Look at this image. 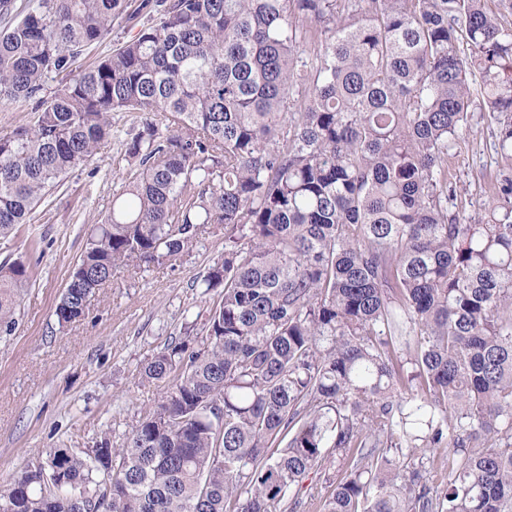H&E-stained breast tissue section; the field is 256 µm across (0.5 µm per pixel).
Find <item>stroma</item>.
I'll return each mask as SVG.
<instances>
[{
  "mask_svg": "<svg viewBox=\"0 0 512 512\" xmlns=\"http://www.w3.org/2000/svg\"><path fill=\"white\" fill-rule=\"evenodd\" d=\"M141 0H123L112 33L87 53L95 58L129 40L145 22ZM112 134L98 154L69 174L31 215L18 236L0 241V262L24 260L31 285L17 324L0 335V492L52 448L80 450L102 435L113 445L152 410L163 386L142 381L147 361L172 338L202 345L214 294L202 288L224 257V232L200 234L172 261L116 274L90 298L82 317L62 325L55 308L86 240L112 209L129 168L125 143L140 127L135 115H112ZM500 171L493 137L480 110L468 115L448 157L461 191L448 203L463 221L480 219Z\"/></svg>",
  "mask_w": 512,
  "mask_h": 512,
  "instance_id": "stroma-1",
  "label": "stroma"
}]
</instances>
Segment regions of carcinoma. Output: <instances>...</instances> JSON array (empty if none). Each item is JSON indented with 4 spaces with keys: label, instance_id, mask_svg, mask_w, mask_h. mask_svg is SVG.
Returning a JSON list of instances; mask_svg holds the SVG:
<instances>
[{
    "label": "carcinoma",
    "instance_id": "obj_1",
    "mask_svg": "<svg viewBox=\"0 0 512 512\" xmlns=\"http://www.w3.org/2000/svg\"><path fill=\"white\" fill-rule=\"evenodd\" d=\"M488 2L157 0L83 66L121 0H0V103L34 101L0 134L1 241L112 113L143 117L58 323L119 269L224 226L202 347L171 341L144 367L169 383L153 411L119 447L47 453L0 512H288L333 453L325 512H512V0ZM475 96L502 171L464 224L448 154ZM30 282L0 263V328Z\"/></svg>",
    "mask_w": 512,
    "mask_h": 512
}]
</instances>
